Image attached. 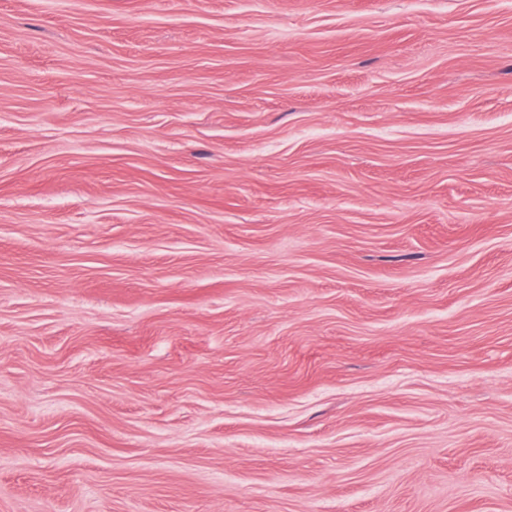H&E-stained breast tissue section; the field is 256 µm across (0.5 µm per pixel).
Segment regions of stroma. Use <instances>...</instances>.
Instances as JSON below:
<instances>
[{
	"label": "stroma",
	"instance_id": "1",
	"mask_svg": "<svg viewBox=\"0 0 512 512\" xmlns=\"http://www.w3.org/2000/svg\"><path fill=\"white\" fill-rule=\"evenodd\" d=\"M0 512H512V0H0Z\"/></svg>",
	"mask_w": 512,
	"mask_h": 512
}]
</instances>
